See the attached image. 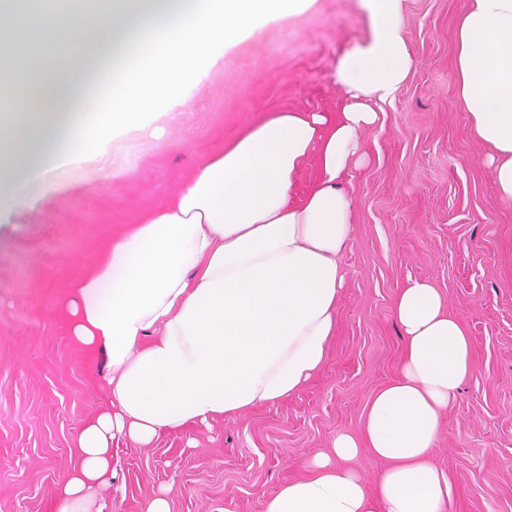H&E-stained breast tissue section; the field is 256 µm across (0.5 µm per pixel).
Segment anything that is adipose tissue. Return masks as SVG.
Here are the masks:
<instances>
[{
    "mask_svg": "<svg viewBox=\"0 0 512 512\" xmlns=\"http://www.w3.org/2000/svg\"><path fill=\"white\" fill-rule=\"evenodd\" d=\"M311 0H192L156 20L130 24L101 17L112 44L139 46L131 78L98 96L80 88L74 69L43 66L38 39L86 35L83 12L24 5L0 31V84L18 62L43 100L0 115V187L39 174L57 158L93 151L114 127L138 124L141 102L129 80L177 95L188 74L208 68L218 49L257 21L284 23ZM369 40L332 69L348 97L343 112H276L226 149L201 159L162 207L103 245L73 285L71 333L102 349L106 403L77 437L80 464L59 487L49 512H104L93 489L111 487L112 439L137 446L164 432L274 405L297 392L326 362L346 272L339 256L351 239L352 202L344 174L365 158L362 135L407 79L413 58L400 24L401 0H367ZM457 86L472 134L494 151L492 175L512 201V0H473L457 30ZM320 182L297 200L293 189L309 157ZM405 338L398 378L368 405L362 437L337 434L333 455L306 478L284 484L265 512H446L447 476L431 462L440 419L472 372L470 340L430 282L412 281L394 305ZM387 462L376 489L340 462L361 450Z\"/></svg>",
    "mask_w": 512,
    "mask_h": 512,
    "instance_id": "adipose-tissue-1",
    "label": "adipose tissue"
}]
</instances>
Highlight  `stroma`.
Returning <instances> with one entry per match:
<instances>
[{"label": "stroma", "instance_id": "35a3bbf8", "mask_svg": "<svg viewBox=\"0 0 512 512\" xmlns=\"http://www.w3.org/2000/svg\"><path fill=\"white\" fill-rule=\"evenodd\" d=\"M469 2L402 0L414 66L363 135L367 163L343 183L355 232L325 365L279 404L145 447L113 442L118 487L95 493L107 512H145L160 493L170 512H265L336 434L360 431L374 393L397 377L392 307L416 279L441 290L472 342V374L433 454L455 487L446 512H512V202L499 197L490 150L458 96L456 31ZM370 34L366 0H313L289 24L259 23L190 74L179 97L130 83L140 123L0 201V512H48L77 463L78 431L105 403L104 354L73 338L67 313L102 243L259 117L341 111L332 64Z\"/></svg>", "mask_w": 512, "mask_h": 512}]
</instances>
